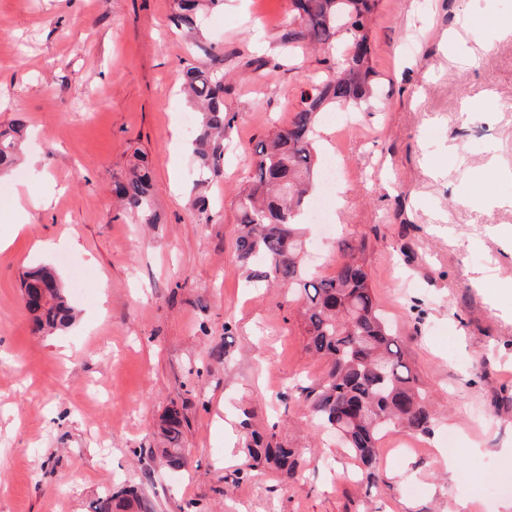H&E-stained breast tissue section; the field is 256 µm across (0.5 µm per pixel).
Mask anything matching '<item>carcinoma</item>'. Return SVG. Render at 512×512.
<instances>
[{
  "label": "carcinoma",
  "mask_w": 512,
  "mask_h": 512,
  "mask_svg": "<svg viewBox=\"0 0 512 512\" xmlns=\"http://www.w3.org/2000/svg\"><path fill=\"white\" fill-rule=\"evenodd\" d=\"M222 0H177L174 24L191 35L201 14ZM377 0H292L287 43L329 47L344 32L345 63L303 97L288 126L257 145L253 173L240 194L235 241L239 261L249 271V281L261 286L279 281L302 300L300 312L307 347L326 359L323 379L303 389L312 419L335 432L354 458L376 479L378 442L392 428L428 434L434 413L428 396L403 360L395 336L369 284V274L359 251L347 247L330 277L313 278L303 271L301 234L295 216L304 208L314 179L320 176L313 139L316 118L329 105L359 104L370 98L375 71L370 64L368 36L363 17ZM189 105L200 113L192 141L199 179L188 196L191 209L210 221L208 198L198 187L216 176L224 164V73L203 64H189L180 72ZM20 125L0 130V175L22 161ZM117 202L137 215L142 224L157 222L153 184L148 168L135 165L113 184ZM23 293L32 298L33 331L51 333L75 320L66 288L48 268L23 274ZM184 419L171 409L162 418L164 447L153 448L167 466L182 467L191 449L181 446ZM247 452L255 465H266L283 480L292 478L298 451L264 440L251 431ZM92 512H146L139 488L121 486L92 502Z\"/></svg>",
  "instance_id": "obj_1"
}]
</instances>
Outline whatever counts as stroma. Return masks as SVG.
Returning a JSON list of instances; mask_svg holds the SVG:
<instances>
[{
    "mask_svg": "<svg viewBox=\"0 0 512 512\" xmlns=\"http://www.w3.org/2000/svg\"><path fill=\"white\" fill-rule=\"evenodd\" d=\"M290 10L224 0L202 17L231 122L203 224L187 202L194 158L170 149L190 110L177 75L201 60L173 0H0V126L26 128L25 179L0 177V512H91L130 483L150 512H512L496 491L512 478V242L487 234L512 227V0H379L365 22L374 95L354 131L333 107L317 119L319 159L340 157L346 177L324 220L303 217L304 265L328 277L345 245L362 247L436 412L430 434L380 441L374 484L301 397L327 363L307 351L296 303L281 285L251 287L235 249L256 145L343 57L283 42ZM465 25L486 34L474 66L450 56ZM136 164L153 173V224L112 201ZM51 183L14 233L13 200ZM38 265L77 314L44 336L21 294ZM173 404L191 451L180 469L149 454ZM248 428L297 449L292 480L252 466Z\"/></svg>",
    "mask_w": 512,
    "mask_h": 512,
    "instance_id": "stroma-1",
    "label": "stroma"
}]
</instances>
